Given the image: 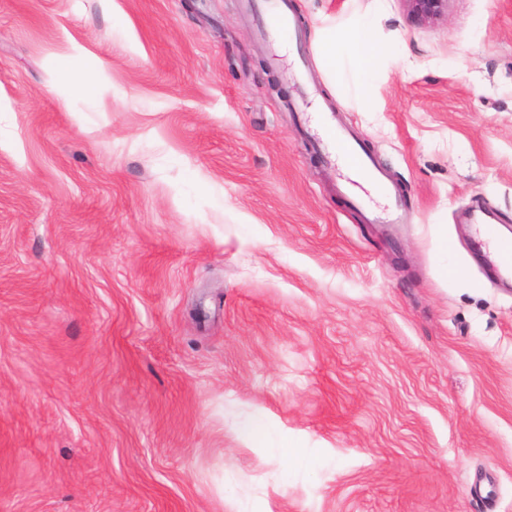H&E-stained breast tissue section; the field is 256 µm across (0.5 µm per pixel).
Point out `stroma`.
Wrapping results in <instances>:
<instances>
[{
  "instance_id": "35a3bbf8",
  "label": "stroma",
  "mask_w": 512,
  "mask_h": 512,
  "mask_svg": "<svg viewBox=\"0 0 512 512\" xmlns=\"http://www.w3.org/2000/svg\"><path fill=\"white\" fill-rule=\"evenodd\" d=\"M291 7L301 54L244 0H0V512H512V286L458 221L512 233V0ZM364 22L363 97L313 33ZM411 14L419 20L436 19L448 7L447 0H405ZM317 116L320 133L314 140V148L320 149L328 161L344 159L348 167L386 202L382 215L372 219L373 224H385L392 231L398 224L413 223V216L403 204L397 186L375 164L352 130L337 118L335 112H318Z\"/></svg>"
}]
</instances>
